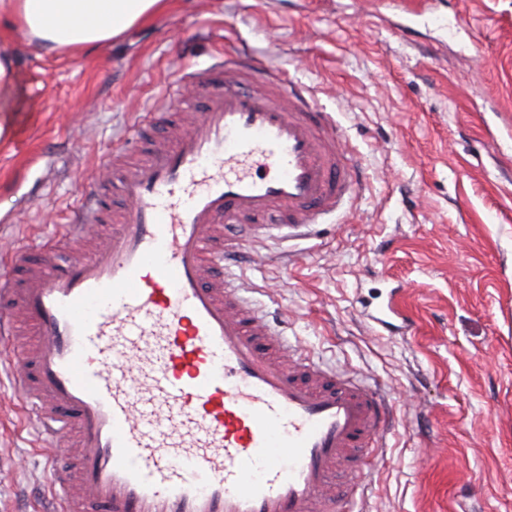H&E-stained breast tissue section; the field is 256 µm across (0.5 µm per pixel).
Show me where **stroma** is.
Segmentation results:
<instances>
[{"mask_svg":"<svg viewBox=\"0 0 512 512\" xmlns=\"http://www.w3.org/2000/svg\"><path fill=\"white\" fill-rule=\"evenodd\" d=\"M245 49L310 85L358 156L348 218L235 267L314 360L378 382L395 422L366 512H512V0H169L82 55L0 41V271L63 231L81 189L182 68ZM395 304L416 325H374ZM0 365V512H43L51 470ZM19 81L16 69L6 53L0 57V112H14L19 96Z\"/></svg>","mask_w":512,"mask_h":512,"instance_id":"stroma-1","label":"stroma"}]
</instances>
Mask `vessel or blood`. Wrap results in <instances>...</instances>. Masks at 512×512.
<instances>
[{
  "instance_id": "1",
  "label": "vessel or blood",
  "mask_w": 512,
  "mask_h": 512,
  "mask_svg": "<svg viewBox=\"0 0 512 512\" xmlns=\"http://www.w3.org/2000/svg\"><path fill=\"white\" fill-rule=\"evenodd\" d=\"M180 82L205 112L113 149L65 227L84 238L119 200L103 245L20 249L28 278L0 275V334L21 315L39 338L9 359L56 512H363L392 421L382 387L310 362L234 272L245 244L348 214L360 164L278 69L227 53ZM63 448L75 466H56Z\"/></svg>"
}]
</instances>
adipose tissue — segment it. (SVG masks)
I'll use <instances>...</instances> for the list:
<instances>
[{
  "label": "adipose tissue",
  "instance_id": "adipose-tissue-1",
  "mask_svg": "<svg viewBox=\"0 0 512 512\" xmlns=\"http://www.w3.org/2000/svg\"><path fill=\"white\" fill-rule=\"evenodd\" d=\"M168 0H0V29L75 55L121 37Z\"/></svg>",
  "mask_w": 512,
  "mask_h": 512
}]
</instances>
